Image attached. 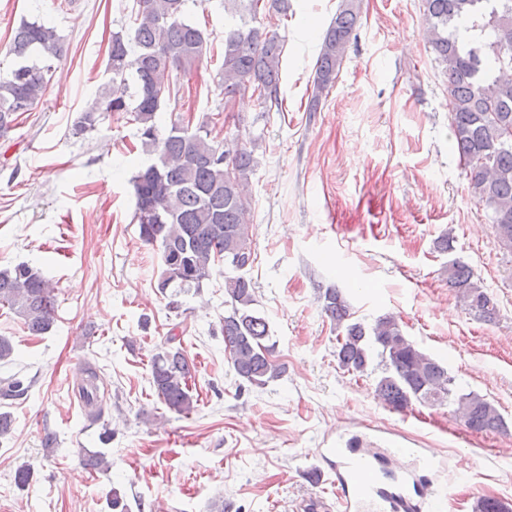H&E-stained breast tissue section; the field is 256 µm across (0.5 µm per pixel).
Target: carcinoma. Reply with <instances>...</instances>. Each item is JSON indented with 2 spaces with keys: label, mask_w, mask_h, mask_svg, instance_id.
<instances>
[{
  "label": "carcinoma",
  "mask_w": 512,
  "mask_h": 512,
  "mask_svg": "<svg viewBox=\"0 0 512 512\" xmlns=\"http://www.w3.org/2000/svg\"><path fill=\"white\" fill-rule=\"evenodd\" d=\"M190 0H134L133 26L112 34L106 73L98 88L101 113L126 114L138 126L143 151L151 162L134 177L135 211L140 238L158 247L160 293L173 288L200 289L212 266L231 267L224 277V344L235 376L255 386L280 377L270 360L269 326L257 308L255 286L244 267L253 263L250 204L245 187L258 166L255 145H241L226 178L224 145L212 135L210 119L195 125L173 122L161 130L158 112L171 96L175 72L187 76L207 50L203 31L186 18ZM233 7L224 24L220 80L224 103L248 93L262 112L281 106V70L285 41L259 16H288V0H229ZM425 35L446 79L450 128L468 189L484 207L498 242L512 251V59L501 49L512 43V0H421ZM360 21L359 0H340L336 16L322 34L313 77L309 111L336 83L352 34ZM64 48L53 26L24 20L15 30L10 52L15 62L0 73V137L18 116L40 102ZM448 287L474 315L491 321L497 304L472 269L462 261L448 263ZM322 310L341 334L336 336L339 365L362 373L373 356L381 358L383 375L375 392L395 411L415 403L454 406L453 413L471 432H496L503 417L475 393L458 394L454 378L439 361L420 351L392 316L367 327L350 321L347 300L336 288L320 296ZM14 312L33 335L48 332L55 321L54 287L28 263L0 267V306ZM152 383L171 411L188 415L194 408L192 366L179 348L156 354ZM96 369H86L78 385L88 416L103 412ZM20 379L0 387V398L25 393ZM474 512H512L494 497L476 501Z\"/></svg>",
  "instance_id": "carcinoma-1"
}]
</instances>
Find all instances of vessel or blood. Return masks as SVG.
<instances>
[{"mask_svg":"<svg viewBox=\"0 0 512 512\" xmlns=\"http://www.w3.org/2000/svg\"><path fill=\"white\" fill-rule=\"evenodd\" d=\"M318 475L329 476L333 500L306 501L304 512H443L446 485L423 486L419 474L399 475L381 452L348 441L320 451Z\"/></svg>","mask_w":512,"mask_h":512,"instance_id":"vessel-or-blood-1","label":"vessel or blood"}]
</instances>
